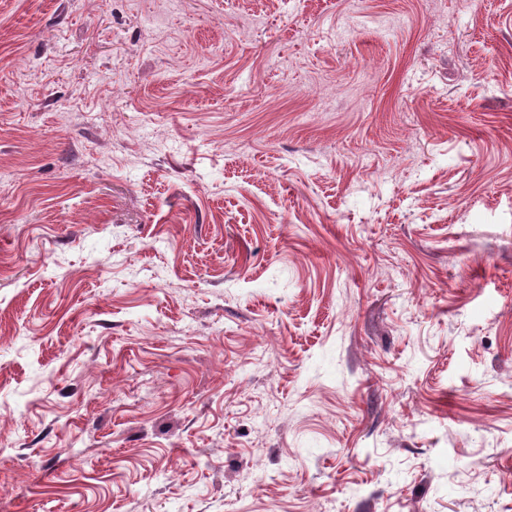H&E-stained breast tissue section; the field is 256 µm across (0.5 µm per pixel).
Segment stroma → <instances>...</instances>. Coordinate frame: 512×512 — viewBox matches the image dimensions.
<instances>
[{
    "label": "stroma",
    "instance_id": "stroma-1",
    "mask_svg": "<svg viewBox=\"0 0 512 512\" xmlns=\"http://www.w3.org/2000/svg\"><path fill=\"white\" fill-rule=\"evenodd\" d=\"M0 512H512V0H0Z\"/></svg>",
    "mask_w": 512,
    "mask_h": 512
}]
</instances>
